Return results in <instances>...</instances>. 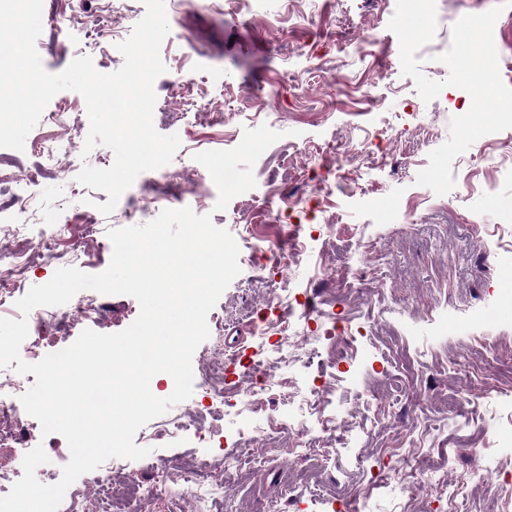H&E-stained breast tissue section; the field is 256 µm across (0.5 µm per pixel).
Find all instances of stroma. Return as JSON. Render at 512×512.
Returning a JSON list of instances; mask_svg holds the SVG:
<instances>
[{"mask_svg":"<svg viewBox=\"0 0 512 512\" xmlns=\"http://www.w3.org/2000/svg\"><path fill=\"white\" fill-rule=\"evenodd\" d=\"M434 38L417 53L422 72L435 81L449 70L435 60L452 41L454 23L467 14L500 8L493 30L499 69L512 86V7L501 0H436ZM170 32L161 47L167 68L155 82L156 130L170 134L185 108L172 84L191 73L201 99L224 114L220 127H197L182 140L171 163L140 174L110 214L105 192L84 204L76 176L83 165H111L103 145L84 152L89 119L81 95L63 91L72 104L61 130L69 158L52 166L29 158L24 170L37 174L34 218L58 235L55 256L38 261L27 286L50 281L62 267L88 274L111 260L102 252L79 260L68 232L72 224H95L101 232L149 223L166 209L208 214L234 236L240 255L259 242L298 234L301 248L289 273L273 265L241 262L239 275L208 316L212 337L224 339L230 376L237 384L214 423L225 446L263 453L257 440L268 418L287 422L299 404L313 400L316 379L334 380L336 396L322 416L338 427L337 452L327 460V442L308 433L320 463L315 492L293 501L289 512H331L338 494L355 496L366 483L356 461L388 463L391 448L410 432L423 438L433 459L452 456V477L469 486L459 512H494L491 470H512V387L479 397L458 393L456 373L471 362L475 337H485L502 363H512V293L499 280L512 270V129L478 139L452 164L457 183L449 196L417 185L431 151L449 137L453 116L467 112L470 95L447 87L431 102L418 95L402 72L399 40L389 28L396 0H166ZM237 20L228 24L225 13ZM99 0H43L42 32L36 41L44 69L62 72L83 56L98 27ZM366 51L356 56L355 44ZM279 93L278 115L259 108L269 88ZM278 186L305 199L304 208L282 223L255 222L269 170ZM135 219H126L127 208ZM102 318L69 328L65 343L82 329L116 333L130 325L139 304L129 295H97ZM322 310L346 332L366 333L353 362L312 345L295 357L276 337L255 335L261 320H275L305 307ZM261 357L296 392L271 391L265 414L243 410L239 399L244 362ZM204 400L194 390L161 420L141 428L135 443L150 447L126 473L146 484L175 478L190 460L206 463L205 478L224 473L222 448H208L193 433L157 437L170 421ZM260 463L243 459L235 481L225 484L222 512H279L281 492L296 481L302 459L263 453Z\"/></svg>","mask_w":512,"mask_h":512,"instance_id":"obj_1","label":"stroma"}]
</instances>
